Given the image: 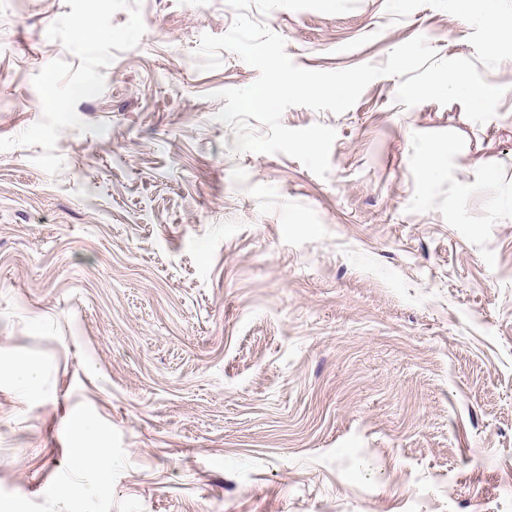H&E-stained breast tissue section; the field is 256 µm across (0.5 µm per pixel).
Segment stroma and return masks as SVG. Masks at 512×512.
Instances as JSON below:
<instances>
[{"label": "stroma", "mask_w": 512, "mask_h": 512, "mask_svg": "<svg viewBox=\"0 0 512 512\" xmlns=\"http://www.w3.org/2000/svg\"><path fill=\"white\" fill-rule=\"evenodd\" d=\"M459 11L249 8L307 69L436 50L285 110L335 130L322 179L217 121L258 76L197 67L225 0H0V362L42 392L0 373V512H512V41ZM431 87L448 94H463L478 106H485L503 95L500 88L474 82L459 69H448L447 72L437 75ZM0 370L10 373L22 392L36 398L40 394V368L38 364L30 361H16L8 365H2ZM73 432L84 444L82 448H78L75 466L81 470L96 468L107 453L104 439L93 431L89 421L84 418L73 422Z\"/></svg>", "instance_id": "35a3bbf8"}]
</instances>
